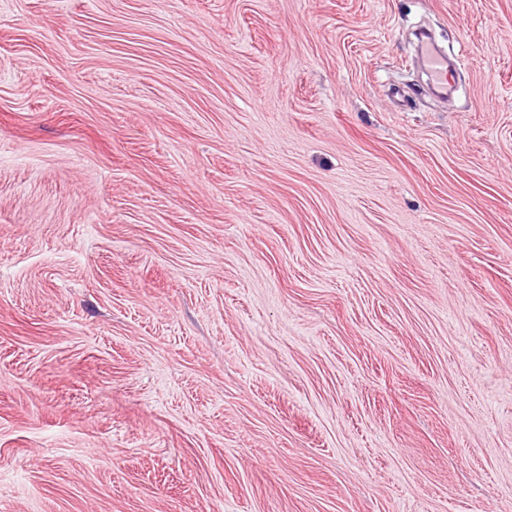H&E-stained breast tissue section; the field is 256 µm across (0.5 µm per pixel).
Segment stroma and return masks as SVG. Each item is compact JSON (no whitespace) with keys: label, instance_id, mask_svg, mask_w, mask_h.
<instances>
[{"label":"stroma","instance_id":"obj_1","mask_svg":"<svg viewBox=\"0 0 512 512\" xmlns=\"http://www.w3.org/2000/svg\"><path fill=\"white\" fill-rule=\"evenodd\" d=\"M0 512H512V0H0ZM422 63L431 71L435 80L439 83V88L448 90V58L440 54L431 44H424L421 49Z\"/></svg>","mask_w":512,"mask_h":512}]
</instances>
